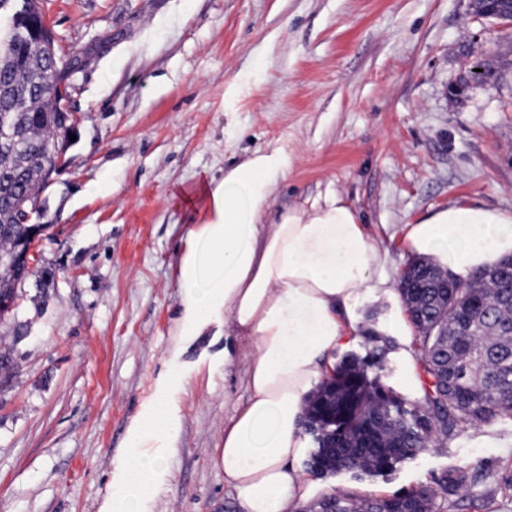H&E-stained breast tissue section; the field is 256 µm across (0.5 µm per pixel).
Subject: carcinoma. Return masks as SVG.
Here are the masks:
<instances>
[{"label": "carcinoma", "instance_id": "obj_1", "mask_svg": "<svg viewBox=\"0 0 512 512\" xmlns=\"http://www.w3.org/2000/svg\"><path fill=\"white\" fill-rule=\"evenodd\" d=\"M60 82L32 43L0 42V117L16 138L0 146V295L18 296L31 277L46 286L51 274L31 273L12 262L28 226L21 215L40 203L48 187L44 163L53 141L66 130L62 99L50 92ZM500 277L482 283L448 276L430 260L409 262L423 287L403 297L406 313L420 337L418 360L422 396L407 407L392 391L370 380L364 365L352 359L336 368L323 391L315 390L304 417L316 444L311 466L321 474L379 472L430 448L457 432L491 420H512V266L499 263ZM464 484L448 472L438 485L445 494ZM437 492L423 486L384 497L355 498L336 493L319 500L318 512H436Z\"/></svg>", "mask_w": 512, "mask_h": 512}]
</instances>
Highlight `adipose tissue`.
Wrapping results in <instances>:
<instances>
[{
    "label": "adipose tissue",
    "mask_w": 512,
    "mask_h": 512,
    "mask_svg": "<svg viewBox=\"0 0 512 512\" xmlns=\"http://www.w3.org/2000/svg\"><path fill=\"white\" fill-rule=\"evenodd\" d=\"M287 167L281 151L257 152L207 183L178 260L180 316L171 359L213 328L229 340L225 364L244 362L248 397L225 423L216 455L239 512H299L312 497L313 482L297 467L305 453L306 400L335 370L337 353L360 335L362 301L390 303L388 329L410 344L392 243L433 255L461 279L512 255V210L469 204L376 233L333 192L261 223ZM177 383L171 374L161 376L154 397L132 419L130 450L113 473L122 488L150 490L157 462L143 447L178 430Z\"/></svg>",
    "instance_id": "1"
}]
</instances>
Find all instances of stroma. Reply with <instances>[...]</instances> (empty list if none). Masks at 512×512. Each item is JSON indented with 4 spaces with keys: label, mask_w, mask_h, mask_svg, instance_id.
Returning <instances> with one entry per match:
<instances>
[{
    "label": "stroma",
    "mask_w": 512,
    "mask_h": 512,
    "mask_svg": "<svg viewBox=\"0 0 512 512\" xmlns=\"http://www.w3.org/2000/svg\"><path fill=\"white\" fill-rule=\"evenodd\" d=\"M60 51H81L80 122L41 194L48 229L17 316L0 318L16 368L0 381V512H99L127 429L162 370L182 375L180 427L138 512H236L216 465L245 401L242 363L204 333L170 362L187 202L257 150L282 151L269 219L344 196L397 228L463 201L512 209V29L469 0H41ZM505 62L499 87L452 99L463 53ZM344 349L378 356L400 391L407 367L384 325ZM464 470L446 512H512V424L469 427L375 476H315V494L392 496Z\"/></svg>",
    "instance_id": "obj_1"
}]
</instances>
